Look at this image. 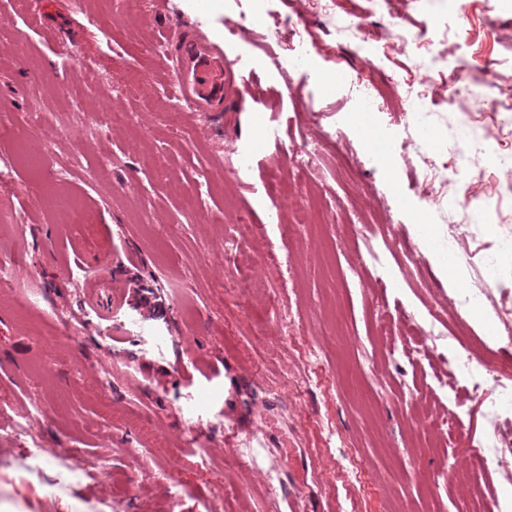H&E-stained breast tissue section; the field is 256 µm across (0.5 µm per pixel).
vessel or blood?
<instances>
[{
    "instance_id": "vessel-or-blood-1",
    "label": "vessel or blood",
    "mask_w": 512,
    "mask_h": 512,
    "mask_svg": "<svg viewBox=\"0 0 512 512\" xmlns=\"http://www.w3.org/2000/svg\"><path fill=\"white\" fill-rule=\"evenodd\" d=\"M164 55L176 74L173 94L191 111L224 112L236 102L240 67L220 43L181 29L168 40ZM83 292L105 314L124 296L117 284L95 279L85 282Z\"/></svg>"
}]
</instances>
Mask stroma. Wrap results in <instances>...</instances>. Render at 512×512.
I'll return each instance as SVG.
<instances>
[{"label":"stroma","instance_id":"stroma-1","mask_svg":"<svg viewBox=\"0 0 512 512\" xmlns=\"http://www.w3.org/2000/svg\"><path fill=\"white\" fill-rule=\"evenodd\" d=\"M203 2L135 14L51 0L40 16L33 0H0V262L13 266L0 278V512H426L430 490L443 512H480L442 476L472 465L466 443L486 419L454 391L414 385L399 339L380 331L447 314L491 281L482 242L512 239L498 163L512 112L457 107L487 75L512 86V0H350L317 16L306 0H268L245 36L225 26L251 0ZM287 16L318 48L309 69L265 45ZM176 25L229 42L260 111L173 100L152 46ZM419 31L436 65L399 39ZM396 75L414 90L434 81L448 105L423 128L361 111L360 88ZM464 122L490 129L485 152L451 149ZM310 140L317 173L294 160ZM242 152L250 168L229 175ZM430 165L448 179L437 199L408 185ZM475 169L466 203L457 189ZM202 175L214 191L200 211ZM295 205L322 231L268 223ZM422 224L464 237L447 269L423 252ZM403 250L416 266L399 264ZM273 252L290 267L268 263ZM135 268L157 316L139 305ZM250 274L262 287L245 288ZM94 277L124 286L111 315L84 302ZM426 398L459 411L445 447H427L411 418ZM189 406L203 414L194 442Z\"/></svg>","mask_w":512,"mask_h":512}]
</instances>
